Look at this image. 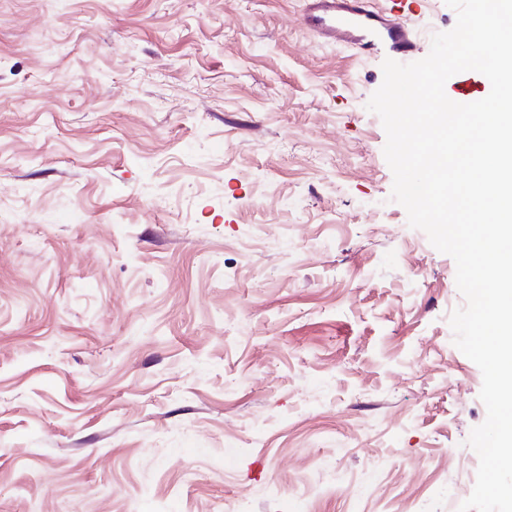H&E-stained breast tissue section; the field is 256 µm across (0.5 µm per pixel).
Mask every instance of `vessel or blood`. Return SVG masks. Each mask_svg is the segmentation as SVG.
I'll return each mask as SVG.
<instances>
[{"instance_id": "vessel-or-blood-1", "label": "vessel or blood", "mask_w": 512, "mask_h": 512, "mask_svg": "<svg viewBox=\"0 0 512 512\" xmlns=\"http://www.w3.org/2000/svg\"><path fill=\"white\" fill-rule=\"evenodd\" d=\"M303 22L322 35L342 36L362 58L381 50L403 58L415 48L406 21L376 7L374 0H312Z\"/></svg>"}]
</instances>
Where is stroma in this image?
Wrapping results in <instances>:
<instances>
[{
  "instance_id": "35a3bbf8",
  "label": "stroma",
  "mask_w": 512,
  "mask_h": 512,
  "mask_svg": "<svg viewBox=\"0 0 512 512\" xmlns=\"http://www.w3.org/2000/svg\"><path fill=\"white\" fill-rule=\"evenodd\" d=\"M310 0H0V512H458L454 259ZM415 50L451 30L407 0Z\"/></svg>"
}]
</instances>
